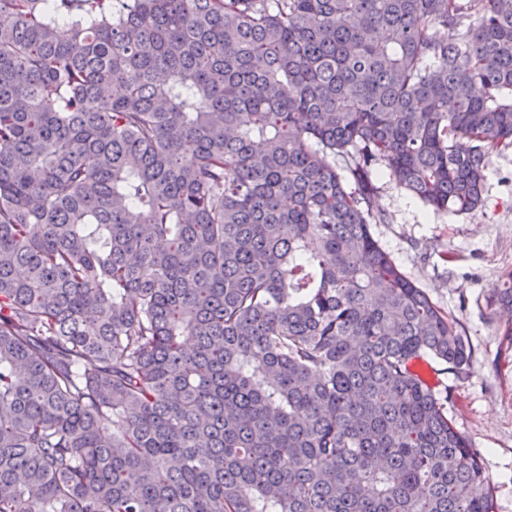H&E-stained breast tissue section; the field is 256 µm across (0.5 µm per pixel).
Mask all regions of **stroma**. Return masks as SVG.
<instances>
[{
	"instance_id": "stroma-1",
	"label": "stroma",
	"mask_w": 512,
	"mask_h": 512,
	"mask_svg": "<svg viewBox=\"0 0 512 512\" xmlns=\"http://www.w3.org/2000/svg\"><path fill=\"white\" fill-rule=\"evenodd\" d=\"M374 183L388 216L373 225L374 237L470 340L466 380L442 364L430 368L448 396L449 419L483 454L497 512H512V336L486 306L501 273L512 269V149L490 155L486 205L474 214L434 212L385 174Z\"/></svg>"
}]
</instances>
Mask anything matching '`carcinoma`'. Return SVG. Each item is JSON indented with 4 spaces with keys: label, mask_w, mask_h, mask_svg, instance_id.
Masks as SVG:
<instances>
[{
    "label": "carcinoma",
    "mask_w": 512,
    "mask_h": 512,
    "mask_svg": "<svg viewBox=\"0 0 512 512\" xmlns=\"http://www.w3.org/2000/svg\"><path fill=\"white\" fill-rule=\"evenodd\" d=\"M509 148L512 0H0V512H496L372 176Z\"/></svg>",
    "instance_id": "1"
}]
</instances>
